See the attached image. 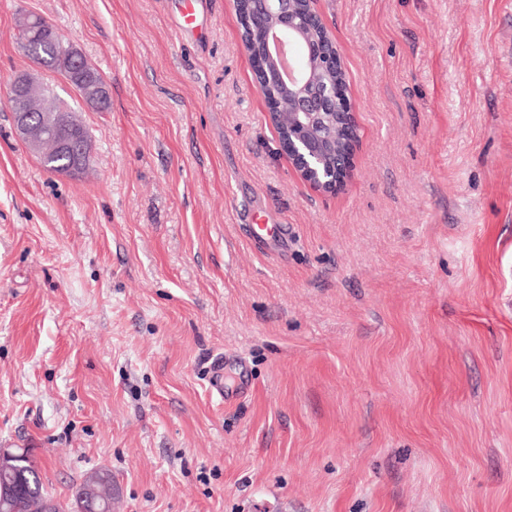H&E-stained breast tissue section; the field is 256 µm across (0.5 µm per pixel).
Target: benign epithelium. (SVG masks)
Here are the masks:
<instances>
[{"mask_svg": "<svg viewBox=\"0 0 512 512\" xmlns=\"http://www.w3.org/2000/svg\"><path fill=\"white\" fill-rule=\"evenodd\" d=\"M296 0H234L240 25L265 17L275 22L264 23L260 30L266 34L265 51L256 53L242 43L253 63L257 87L269 105L270 117L280 104L274 90L285 88L292 95L293 122L286 133H278L279 140H288L293 150L290 160L300 175L316 189L334 193L340 190L352 168L355 151L337 159L336 165L323 169L318 166L327 136L317 132L315 125L327 117L333 124L332 137H340L355 144L358 142L354 112L344 87L336 84L314 87L309 85L310 70L298 66L288 53L292 40L302 38L308 27L325 28L319 15L313 10L304 14L297 12ZM306 58L315 60L322 70H343L342 59L336 47L328 48L319 42L304 43ZM44 67H37L14 79L11 86L10 103L16 131L26 142L29 150L38 155L56 151L68 155V162L56 169V173L75 178L82 172L84 163L90 159L91 139L83 134L79 117L73 112H60L45 123L36 122V113L47 111V104L28 96V88L42 81ZM108 89L106 83L97 78L87 85L82 93L84 103L103 110L106 107Z\"/></svg>", "mask_w": 512, "mask_h": 512, "instance_id": "7a95c632", "label": "benign epithelium"}]
</instances>
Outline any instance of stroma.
Here are the masks:
<instances>
[{"label": "stroma", "instance_id": "1", "mask_svg": "<svg viewBox=\"0 0 512 512\" xmlns=\"http://www.w3.org/2000/svg\"><path fill=\"white\" fill-rule=\"evenodd\" d=\"M358 125L341 190L282 150L233 0H0V448L112 512H512V0H313ZM107 82L16 136L17 18ZM224 362V396L209 368ZM48 71L37 66L34 71L14 79L11 86L10 103L14 115L16 131L26 142L29 150L41 156L39 158L47 171L56 170L57 175L76 178L82 172L84 163L90 159L92 152L91 139L85 136L82 122L75 112H59L45 123H37L35 113L46 112L47 104L28 96L29 87L42 81L41 74ZM56 151L68 155V162L55 169V164L65 162L67 157L55 153L49 159L45 154ZM106 96H109L106 83L96 78L91 84L85 87L81 98L87 106L104 110L106 107Z\"/></svg>", "mask_w": 512, "mask_h": 512}]
</instances>
